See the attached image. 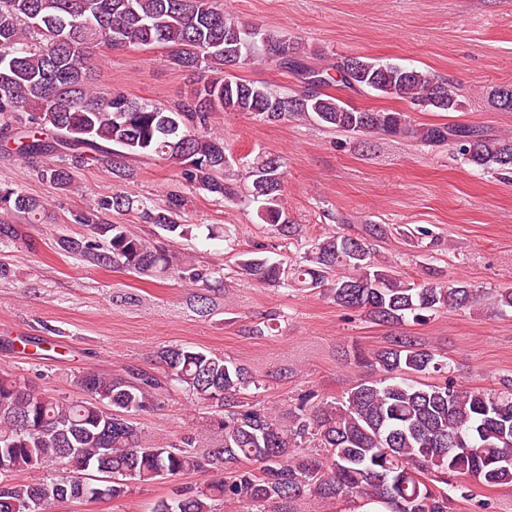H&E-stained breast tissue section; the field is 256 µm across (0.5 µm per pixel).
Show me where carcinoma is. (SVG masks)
I'll list each match as a JSON object with an SVG mask.
<instances>
[{
	"instance_id": "1",
	"label": "carcinoma",
	"mask_w": 512,
	"mask_h": 512,
	"mask_svg": "<svg viewBox=\"0 0 512 512\" xmlns=\"http://www.w3.org/2000/svg\"><path fill=\"white\" fill-rule=\"evenodd\" d=\"M258 32L216 10L211 0H0V148L37 160V178L68 190L76 174L104 161L112 178L135 176L131 161L154 157L179 170L186 185L227 202L245 195L259 223L293 240L298 227L282 204L283 157L249 153L231 160L224 137L211 132L218 112H243L260 123L304 116L351 134L410 138L429 146L453 145L472 166L512 175V137L490 138L470 125L412 124L404 112L352 107L323 92L344 89L398 97L415 110L459 112L463 100L445 79L428 71L363 56H342L333 70L305 62V46ZM162 45L173 67L200 75L171 109L141 103L119 89L97 86L92 48ZM278 60L303 82L305 93L273 91L227 73L255 58ZM489 97L512 112V84ZM185 198L154 206L116 190L72 214L87 236L60 235L59 249L98 268H121L140 277L173 279L215 288L216 271L177 257L165 243L192 236L181 223ZM0 209L41 221L43 201L20 189L0 190ZM132 215L157 231L149 238L112 214ZM341 232L309 241L301 261L286 269L267 256V245L239 253L238 273L283 288H326L337 306L377 324L422 321L441 310L471 309L488 301L512 312V287L482 296L464 282L415 283L378 260L371 238ZM36 358L57 347L36 337L19 340ZM161 370L126 368L118 374L77 372L79 397L53 394L0 373V512H49L69 499H116L129 482L179 477L206 467L224 476L150 512H216V503L284 505L304 495L321 501L356 498L389 512H449L452 495L468 497L464 479L486 486L512 485V380L499 392L467 389L452 378L426 382L448 363L410 336H395L376 351H355L360 380L334 401L313 392L281 413L245 401L254 383L244 365L183 344L160 347ZM177 383L194 399L218 408L209 421L220 443L201 458L193 438L161 447L147 441L132 416L152 408ZM54 467L34 483L18 473ZM96 471L107 483H89Z\"/></svg>"
}]
</instances>
